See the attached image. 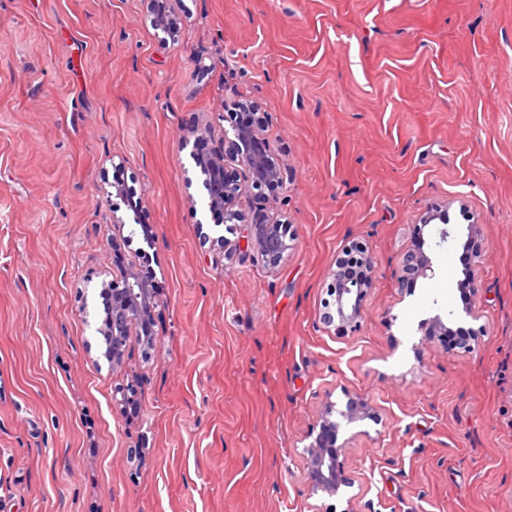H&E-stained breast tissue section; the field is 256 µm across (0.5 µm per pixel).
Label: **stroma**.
I'll use <instances>...</instances> for the list:
<instances>
[{
	"instance_id": "obj_1",
	"label": "stroma",
	"mask_w": 512,
	"mask_h": 512,
	"mask_svg": "<svg viewBox=\"0 0 512 512\" xmlns=\"http://www.w3.org/2000/svg\"><path fill=\"white\" fill-rule=\"evenodd\" d=\"M0 0V512H343L304 449L324 403L364 398L345 469L355 512H512V0ZM266 115L286 187L240 195L288 220L275 270L219 260L203 176L179 140ZM123 164L137 211L97 185ZM481 250L477 353L422 339L461 314L462 250L424 230L436 275L401 288L426 213ZM149 261L156 347L111 368L82 318L98 283ZM376 286L356 332L326 327L352 241ZM138 378L140 414L112 389Z\"/></svg>"
}]
</instances>
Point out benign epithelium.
Segmentation results:
<instances>
[{"instance_id":"benign-epithelium-1","label":"benign epithelium","mask_w":512,"mask_h":512,"mask_svg":"<svg viewBox=\"0 0 512 512\" xmlns=\"http://www.w3.org/2000/svg\"><path fill=\"white\" fill-rule=\"evenodd\" d=\"M153 26L167 36L174 35L177 19L165 13L153 18ZM265 116L262 112L255 113V120L248 125L232 124V136H224V145L208 146V137L202 128L196 126L191 136L180 138L181 148H191L190 157L200 172L207 174L203 179L206 191V206L210 213L213 227L211 233L204 235L210 248L220 257L231 256V241L224 232H231L238 224H249L252 227V246L257 257L269 268L277 267L292 249L293 235L289 224L282 221L252 222L249 216L234 208V201L249 189L261 190L265 186L283 188L288 182V166L276 155L274 147L264 135ZM110 187L107 197H115L125 203L129 210H136L131 200V190L118 182L104 181ZM449 208L427 213L420 220L421 227L428 226L437 220L444 224L439 235L445 240H456L452 231L445 228L449 223ZM476 225L467 226V238L462 244L468 253L464 268V285L468 291L464 314L476 321L479 318L477 303L480 285L476 273L478 255L469 254V245ZM143 240L147 248L139 249L143 263L133 266L120 276L102 280L98 285L99 295L109 296L112 307L108 316L96 323L95 332L101 336L104 346L103 357L112 367L125 363L132 354L129 327H139L138 343L149 353L155 348L154 332L156 310L159 307V288L157 274L148 263L147 249L154 247L155 239L150 231H145ZM426 240L423 231H418L411 246L403 253L401 264L403 277L414 280L429 279L435 275L431 258L425 252ZM361 250L359 267L351 269L336 264L332 270L334 282V310L325 315L327 326L335 327L342 332L354 331L359 328L365 310V302L375 288V271L371 258L367 255L364 245L354 243ZM424 340L435 341L450 333L464 332L466 337L460 343L459 350L463 354L475 352L478 335L486 332L485 326L478 330L455 328L453 324L436 315L421 324ZM346 402L342 405L329 401L320 412L312 431L316 436L305 447L307 480L312 491L335 497L344 489L353 485L344 467V457L348 450L349 440L338 442L342 428L372 418L371 410L366 401L344 392ZM142 397V387L137 381H130L112 390V404L122 412L138 408Z\"/></svg>"}]
</instances>
